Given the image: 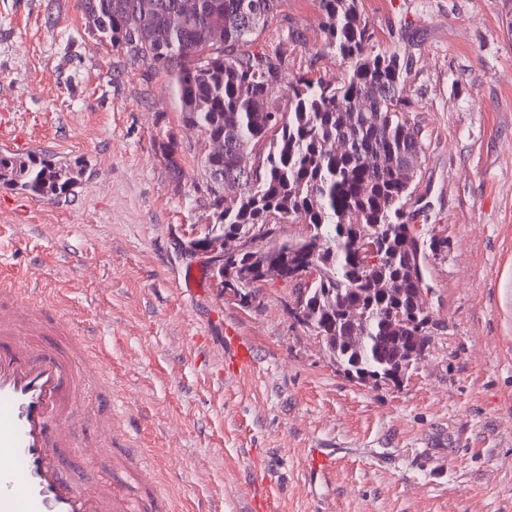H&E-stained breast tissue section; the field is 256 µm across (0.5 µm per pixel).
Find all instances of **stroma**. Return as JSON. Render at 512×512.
<instances>
[{"instance_id": "stroma-1", "label": "stroma", "mask_w": 512, "mask_h": 512, "mask_svg": "<svg viewBox=\"0 0 512 512\" xmlns=\"http://www.w3.org/2000/svg\"><path fill=\"white\" fill-rule=\"evenodd\" d=\"M372 50L408 59L404 115L423 145L406 204L435 321L401 385L360 384L294 322L291 284L251 301L190 254L215 218L201 136L163 90L87 26L78 0H0V149L21 135L80 163L49 202L0 186V270L66 284L79 333L112 359V405L155 460L162 512H512V0H358ZM318 0H279L257 45L289 74L340 84ZM180 144L177 164L165 156ZM253 370L227 372L226 333ZM336 459L311 471L308 451Z\"/></svg>"}]
</instances>
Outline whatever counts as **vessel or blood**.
<instances>
[{"label": "vessel or blood", "mask_w": 512, "mask_h": 512, "mask_svg": "<svg viewBox=\"0 0 512 512\" xmlns=\"http://www.w3.org/2000/svg\"><path fill=\"white\" fill-rule=\"evenodd\" d=\"M22 277L0 276V512H154V496L126 484L88 493L68 478L76 435L91 428V448H126L130 438L112 428V413L87 421L80 410L82 385L103 370L101 357H80L47 344L70 333L72 321L58 295L19 298ZM228 372H250L249 347L234 341Z\"/></svg>", "instance_id": "vessel-or-blood-1"}]
</instances>
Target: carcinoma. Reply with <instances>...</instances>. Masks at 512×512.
<instances>
[{
    "mask_svg": "<svg viewBox=\"0 0 512 512\" xmlns=\"http://www.w3.org/2000/svg\"><path fill=\"white\" fill-rule=\"evenodd\" d=\"M278 0H79L86 22L135 61L167 74L164 86L184 123L204 141L209 205L206 237H233L247 248L224 259L212 277L245 270L255 286L313 262L318 277L295 284L300 305L343 373L403 381L427 343L418 333L421 292L431 290L426 262L448 240L423 239L407 224L405 206L420 168L418 132L399 94L407 63L372 52V32L357 0H319L327 48L348 64L339 85L290 76L277 58L248 50ZM288 85V111L277 105ZM82 167L48 158L0 155V183L45 200L70 191ZM312 234L266 249L264 236L292 219ZM364 313L351 319L349 308Z\"/></svg>",
    "mask_w": 512,
    "mask_h": 512,
    "instance_id": "obj_1",
    "label": "carcinoma"
}]
</instances>
